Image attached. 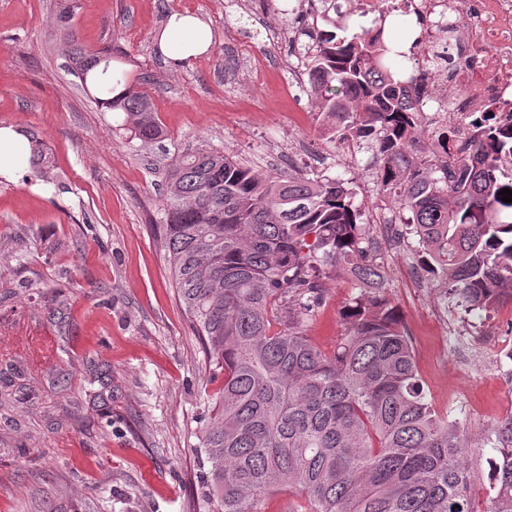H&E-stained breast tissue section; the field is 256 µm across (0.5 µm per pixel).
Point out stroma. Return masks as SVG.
<instances>
[{"label":"stroma","instance_id":"stroma-1","mask_svg":"<svg viewBox=\"0 0 512 512\" xmlns=\"http://www.w3.org/2000/svg\"><path fill=\"white\" fill-rule=\"evenodd\" d=\"M66 0H0V126L37 134L53 164L0 178V512H200L194 448L209 365L172 284L156 221L159 189L182 152L216 148L264 173L302 169L353 181L383 203L375 147L340 142L314 100L285 90L297 19L283 0H79L74 37L111 48L115 75L142 84L163 130L142 147L67 68L54 16ZM211 26L205 56L158 49L172 12ZM270 57L266 74L254 59ZM415 239L380 248L428 399L474 441L476 501L489 493L488 439L512 395L497 346L512 314L475 325L421 267ZM325 281L302 330L329 352L359 295Z\"/></svg>","mask_w":512,"mask_h":512}]
</instances>
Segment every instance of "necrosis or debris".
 Masks as SVG:
<instances>
[{
    "label": "necrosis or debris",
    "mask_w": 512,
    "mask_h": 512,
    "mask_svg": "<svg viewBox=\"0 0 512 512\" xmlns=\"http://www.w3.org/2000/svg\"><path fill=\"white\" fill-rule=\"evenodd\" d=\"M423 24L404 80L413 107L431 133L456 117L473 125L484 116L512 119V0H403ZM453 54L454 72L438 67Z\"/></svg>",
    "instance_id": "1"
}]
</instances>
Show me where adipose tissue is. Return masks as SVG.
Wrapping results in <instances>:
<instances>
[{"mask_svg":"<svg viewBox=\"0 0 512 512\" xmlns=\"http://www.w3.org/2000/svg\"><path fill=\"white\" fill-rule=\"evenodd\" d=\"M214 43L209 24L195 13L171 14L159 36V49L169 59L186 63L205 54ZM29 146L13 127H0V177L12 181L28 166Z\"/></svg>","mask_w":512,"mask_h":512,"instance_id":"ef3b65f1","label":"adipose tissue"}]
</instances>
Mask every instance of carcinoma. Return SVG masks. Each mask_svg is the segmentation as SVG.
I'll return each mask as SVG.
<instances>
[{
	"label": "carcinoma",
	"mask_w": 512,
	"mask_h": 512,
	"mask_svg": "<svg viewBox=\"0 0 512 512\" xmlns=\"http://www.w3.org/2000/svg\"><path fill=\"white\" fill-rule=\"evenodd\" d=\"M67 30L68 67L83 85L112 67V53L88 50ZM408 58L362 27L351 37L320 31L299 60L319 113L342 141H374L377 179L404 229L418 237L419 261L445 294L472 309L512 301V222L502 209L501 161L512 158V122L479 121L469 155L453 153L464 125L439 134L448 160H417L425 126L390 66ZM101 106L124 114L143 145L162 135L149 95L112 85ZM30 163L49 164L30 138ZM352 181L286 178L232 156L198 149L175 158L158 230L170 256L179 303L223 383L208 400L198 435L203 512H261L272 492L293 490L308 512H512V412L496 425L493 476L475 507L470 437L428 400L399 309L362 293L343 313L346 336L325 353L303 335L324 280L343 268L363 288L382 281L378 242L362 222Z\"/></svg>",
	"instance_id": "carcinoma-1"
}]
</instances>
